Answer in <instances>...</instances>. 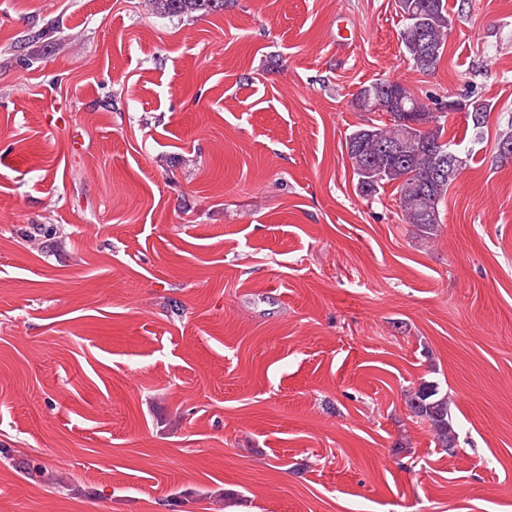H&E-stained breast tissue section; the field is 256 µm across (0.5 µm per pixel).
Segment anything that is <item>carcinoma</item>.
<instances>
[{
	"label": "carcinoma",
	"mask_w": 512,
	"mask_h": 512,
	"mask_svg": "<svg viewBox=\"0 0 512 512\" xmlns=\"http://www.w3.org/2000/svg\"><path fill=\"white\" fill-rule=\"evenodd\" d=\"M157 12L167 16L197 13L201 16L224 11V0H151ZM405 24L400 31L404 58L422 73L435 71L444 54L452 18L444 0H396ZM358 107L366 112H384L388 122L357 127L347 138L357 189L365 197L374 196L387 185L399 194L405 223L430 238L442 224L440 205L456 176L438 178L435 145L443 138L442 120L453 111L456 101L444 104L445 112L434 124L421 130L413 123L429 112L428 106L396 80L376 79L356 94ZM474 137L482 135L491 105L464 100ZM413 416L427 422L435 443L446 450L455 447L457 432L448 394L439 386L422 383L407 395Z\"/></svg>",
	"instance_id": "1"
}]
</instances>
